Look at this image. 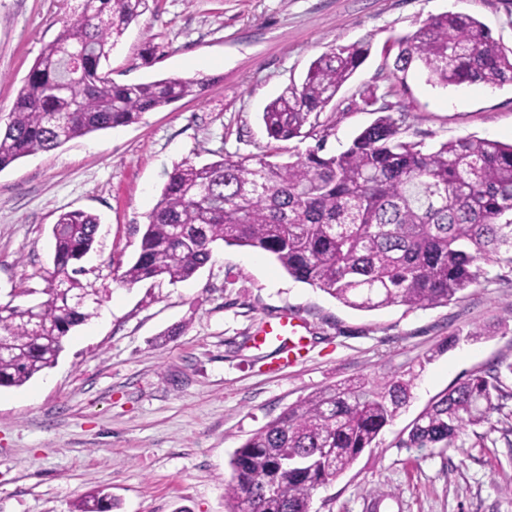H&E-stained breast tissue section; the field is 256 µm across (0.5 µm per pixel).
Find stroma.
I'll return each mask as SVG.
<instances>
[{
  "instance_id": "1",
  "label": "stroma",
  "mask_w": 512,
  "mask_h": 512,
  "mask_svg": "<svg viewBox=\"0 0 512 512\" xmlns=\"http://www.w3.org/2000/svg\"><path fill=\"white\" fill-rule=\"evenodd\" d=\"M78 3L0 0V114ZM455 11L512 51V0H149L112 51L113 80L198 77L203 93L0 171V302L20 287L42 300L51 228L75 209L100 220L80 280L101 301L55 365L0 389V512H75L100 492L116 512H228L229 460L252 433L316 390L409 372L408 405L376 447L314 495L313 512H370L374 501L377 512H512L511 375L495 430L444 449L402 445L432 399L512 359V265L486 263L448 303L374 311L293 279L268 254L221 243L189 280H118L173 166L260 153L264 107L332 47L367 41L371 53L321 114L325 140L283 142L282 161L347 149L375 118L358 106L366 86L403 117L404 139L511 144V84L446 88L423 70L394 68L397 37ZM151 43L159 50L147 62ZM284 314L299 319L297 335L253 343ZM480 327L487 336L469 339Z\"/></svg>"
}]
</instances>
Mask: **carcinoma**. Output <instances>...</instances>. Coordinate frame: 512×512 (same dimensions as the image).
Returning <instances> with one entry per match:
<instances>
[{
    "mask_svg": "<svg viewBox=\"0 0 512 512\" xmlns=\"http://www.w3.org/2000/svg\"><path fill=\"white\" fill-rule=\"evenodd\" d=\"M148 2L81 0L30 68L11 111L0 115V170L202 93L205 80L196 77L120 84L105 69ZM395 43V70L419 66L444 87L512 82V56L468 14L431 17ZM369 52L368 43L338 45L312 61L301 84L264 108L269 142L262 153L174 166L120 282L186 281L222 242L263 251L295 280L373 311L446 304L478 281L481 264H512V145L462 137L427 147L403 139L392 115L377 108L346 150L278 160V142L313 135ZM98 224L75 210L53 225L42 320L14 302L27 289L0 302V387H20L52 367L66 337L94 317L99 300L75 277V265L91 251ZM507 373L512 361L500 360L433 399L413 420L405 447H451L466 431L492 425ZM411 387L402 375L359 379L288 406L235 450L224 485L229 512H310L317 491L377 445ZM114 508L110 495L97 493L78 512Z\"/></svg>",
    "mask_w": 512,
    "mask_h": 512,
    "instance_id": "1",
    "label": "carcinoma"
}]
</instances>
